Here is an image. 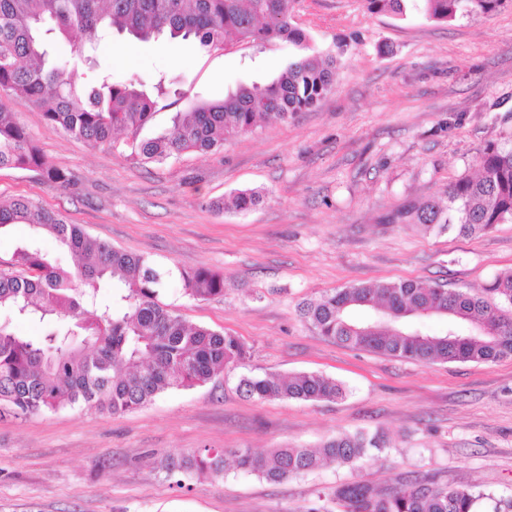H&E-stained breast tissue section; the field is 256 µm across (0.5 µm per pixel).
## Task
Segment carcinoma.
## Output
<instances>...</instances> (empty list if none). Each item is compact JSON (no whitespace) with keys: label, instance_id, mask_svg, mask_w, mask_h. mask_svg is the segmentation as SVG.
Returning <instances> with one entry per match:
<instances>
[{"label":"carcinoma","instance_id":"1","mask_svg":"<svg viewBox=\"0 0 512 512\" xmlns=\"http://www.w3.org/2000/svg\"><path fill=\"white\" fill-rule=\"evenodd\" d=\"M435 21L489 16L512 0H362L370 13L404 14L406 2ZM80 36L73 63L49 58L45 36ZM128 33L141 41L160 35L194 39L205 49L231 42H283L309 48L310 35L295 25L286 0H0V90L42 109L48 122L96 147L124 146L142 163L165 164L183 154H208L224 141L252 132L257 119L288 121L331 93L338 56L322 61L304 54L277 77L260 85L240 83L224 99L194 102L171 91L161 77L146 88L132 75L115 82L90 68L78 75L81 54L97 50L103 34ZM186 102L170 126L141 137L158 101ZM35 173L67 189L64 171L45 162L24 127L0 111V168ZM479 172L448 185V201L408 202L380 218L382 224H417L426 231L485 233L512 222V146L490 142L480 153ZM260 193L234 194L231 206L245 212ZM27 224L31 237L20 243L11 266L0 271V417L16 419L43 410L86 407L113 415L136 410L170 389L208 382L230 363L249 355L235 336L203 326L189 327L161 296L179 281L195 299L224 294V276L207 268L165 267L91 238L78 224L27 199L0 202V230ZM51 238L72 254L76 265L62 268L38 245ZM117 292L100 304V283ZM301 318L318 335L346 347L417 362H496L512 357V273L499 276L477 294L413 280L353 285L303 302ZM38 321L45 335L19 334L13 321ZM239 390L259 400L293 398L333 401L345 395L336 380L317 372L287 379L244 377ZM384 433H341L317 449L273 448L267 453L233 452L235 468L272 481L292 478L327 463L349 466L373 448L385 447ZM224 451L205 450L167 458L174 476L198 471L224 477ZM343 512H484L485 496L423 475L383 487L357 482L336 487Z\"/></svg>","mask_w":512,"mask_h":512}]
</instances>
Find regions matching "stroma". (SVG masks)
Instances as JSON below:
<instances>
[{"mask_svg":"<svg viewBox=\"0 0 512 512\" xmlns=\"http://www.w3.org/2000/svg\"><path fill=\"white\" fill-rule=\"evenodd\" d=\"M311 48L346 50L333 91L293 120L207 155L144 165L90 148L41 109L0 93L45 161L71 188L0 169V200L25 197L126 252L223 274L205 300L179 285L163 301L187 324L238 337L244 362L209 382L172 389L121 415L65 407L0 419V512H337L336 485L431 475L512 500V358L416 363L353 350L317 335L302 302L333 289L419 280L479 291L512 271V223L461 236L378 218L408 199L442 201L449 183L475 176L492 141L512 137V6L451 22L372 14L361 0H291ZM130 36L97 53L113 80L178 77L195 100L223 99L236 81L266 83L296 55L284 44L207 50L164 39L128 52ZM257 190L246 212L218 209ZM316 371L343 398L311 402L245 397V376ZM384 432V448L352 466L327 465L281 483L227 465L223 478L184 475L162 459L204 448L315 447L339 433Z\"/></svg>","mask_w":512,"mask_h":512,"instance_id":"obj_1","label":"stroma"}]
</instances>
